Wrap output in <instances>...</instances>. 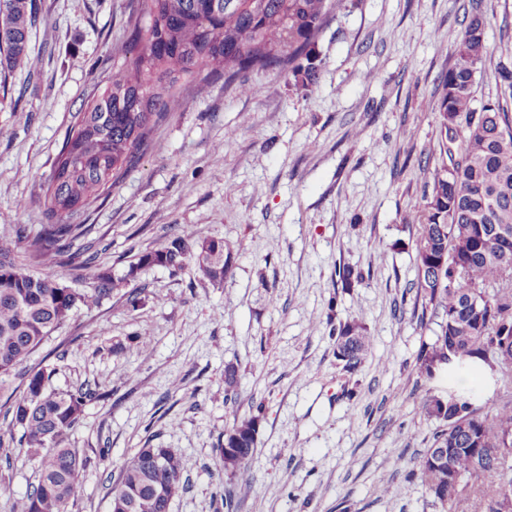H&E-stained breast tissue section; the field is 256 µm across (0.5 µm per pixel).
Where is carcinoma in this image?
<instances>
[{
    "mask_svg": "<svg viewBox=\"0 0 512 512\" xmlns=\"http://www.w3.org/2000/svg\"><path fill=\"white\" fill-rule=\"evenodd\" d=\"M141 0L127 20L132 65L113 71L107 86L75 115L48 179L50 209L57 217L36 233L18 225L0 238V377L25 362L74 309L118 295L132 309L139 293L125 290L127 277L93 276L76 289L52 275H36L18 251L38 263H66L65 246L86 233L78 223L85 208L112 188L124 167L148 147L164 102L183 78L224 79L232 85L248 72L277 68L312 89L321 64L313 46L332 11L344 0ZM36 0H0V65L27 59L30 30L38 22ZM486 21L473 10L453 46L454 64L441 77L437 102V149L414 241L417 287L431 305L439 331L417 356L419 375L432 379L441 363L468 371L478 362L490 370L497 399L487 406L471 388L423 395L418 411L438 426L432 445L419 456L409 478L443 508L457 507L470 482L486 512H512V65L500 64L501 91L494 103H475L473 87L490 48ZM234 245L201 240L181 229L166 250L141 255L137 265L174 271L189 266L210 281H222ZM372 346L361 317L340 326L336 359L348 372L362 366ZM51 373L27 376L23 395L9 407L22 429L21 451L38 463V485L9 512H66L83 493L79 475L87 459L70 447L87 402L101 393L51 388ZM224 404L235 409L241 393L236 368L224 369ZM258 417L237 419L224 430L218 453L233 478L253 454ZM193 463L171 448H139L127 456L109 488L111 512H170L186 490Z\"/></svg>",
    "mask_w": 512,
    "mask_h": 512,
    "instance_id": "1",
    "label": "carcinoma"
}]
</instances>
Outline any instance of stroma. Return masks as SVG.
Returning <instances> with one entry per match:
<instances>
[{
  "label": "stroma",
  "mask_w": 512,
  "mask_h": 512,
  "mask_svg": "<svg viewBox=\"0 0 512 512\" xmlns=\"http://www.w3.org/2000/svg\"><path fill=\"white\" fill-rule=\"evenodd\" d=\"M130 0H37L29 63L0 99V236L50 223L47 180L74 115L106 87L124 52ZM480 9L490 53L474 85L497 99L512 61V0H345L315 45L312 91L272 68L252 90L223 80L184 84L138 153L82 221L73 263L40 265L74 288L93 274L127 277L141 304L113 296L81 307L16 367L53 369L50 385L91 387L70 444L88 459L68 512H109V485L128 454L173 448L194 464L170 512H217L227 480L216 455L234 416H258L254 454L234 478L238 512H442L407 473L436 425L417 403L453 385L494 399L487 366L421 377L416 358L435 323L420 324L414 217L437 146L440 76L464 18ZM236 250L224 281L139 265L179 226ZM349 267L362 281L343 287ZM362 315L373 340L350 374L336 359L340 325ZM134 352H125V344ZM238 369L237 414L224 368ZM0 397V512L38 468Z\"/></svg>",
  "instance_id": "stroma-1"
}]
</instances>
